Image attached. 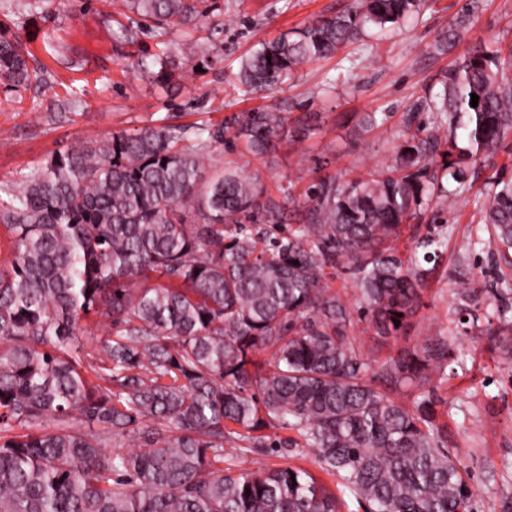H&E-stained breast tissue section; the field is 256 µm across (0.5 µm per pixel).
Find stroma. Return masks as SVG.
<instances>
[{"label": "stroma", "instance_id": "stroma-1", "mask_svg": "<svg viewBox=\"0 0 512 512\" xmlns=\"http://www.w3.org/2000/svg\"><path fill=\"white\" fill-rule=\"evenodd\" d=\"M349 2L219 0L218 28L205 39L176 45L177 56L194 71L159 83L142 63L161 39L148 28L138 29L133 41L122 39L129 23L122 0H0L7 36H20L46 70L42 84H0V190L34 173L51 154L94 137L132 133L162 119L213 125L239 112L283 105L291 122L313 127L310 139L261 157L227 138L213 145L211 164L216 172L228 166L259 176L274 196L294 184L301 199L321 178L384 167L400 142L407 110L427 92L440 91L443 76L474 43L493 36L512 43V0H482L465 38L452 51L435 52L438 34L465 0H429L418 18L384 33L368 31L333 57L303 64L272 90L255 94L240 86V64L262 42L337 14ZM371 112L377 122L363 129L362 118ZM493 175L476 171L466 192L438 199L424 223L403 227L396 243L403 252L434 225L447 229L443 258L404 333L376 340L362 322L351 330L363 353L379 364L427 336L442 333L455 341L453 372L436 391V410L449 448L471 470L474 512H512V369L503 366L485 327L467 320L468 301L457 288L458 280H469L486 306L512 308V298L504 302L498 295L499 256L480 223ZM224 460L239 471L296 465L326 485L336 482L310 454L255 455L229 443Z\"/></svg>", "mask_w": 512, "mask_h": 512}]
</instances>
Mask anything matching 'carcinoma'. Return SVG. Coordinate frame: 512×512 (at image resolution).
<instances>
[{"mask_svg":"<svg viewBox=\"0 0 512 512\" xmlns=\"http://www.w3.org/2000/svg\"><path fill=\"white\" fill-rule=\"evenodd\" d=\"M123 3L162 36L200 32L219 10L215 0ZM426 4L351 0L261 43L239 80L268 91ZM478 8L466 0L437 51L464 36ZM27 55L0 33V80H38ZM143 66L170 80L177 63L165 46ZM441 85L404 118L390 166L321 179L303 203L293 186L276 199L235 169L205 177L226 128L257 156L311 135L268 110L193 131L113 133L53 154L0 199L14 256L0 270V512H341L347 493L365 512H472L471 474L436 422L448 337L428 336L376 368L350 338L356 319L381 338L405 328L430 274L420 261L444 243L434 230L408 253L390 241L434 199L466 191L474 165L495 168L512 134V44L475 43ZM432 110L436 124L413 129L414 115ZM442 143L451 190L428 177ZM493 186L483 223L501 245L509 294L512 176L495 172ZM289 205L298 223L285 230ZM342 260L353 306L327 282L326 268ZM90 315L111 328L94 381L81 357ZM491 335L511 367L512 319L499 314ZM402 387L428 396L406 407L390 397ZM276 429L295 431L292 451L314 452L341 488L290 466H224V444L265 453ZM127 438L137 443L130 451Z\"/></svg>","mask_w":512,"mask_h":512,"instance_id":"1","label":"carcinoma"}]
</instances>
